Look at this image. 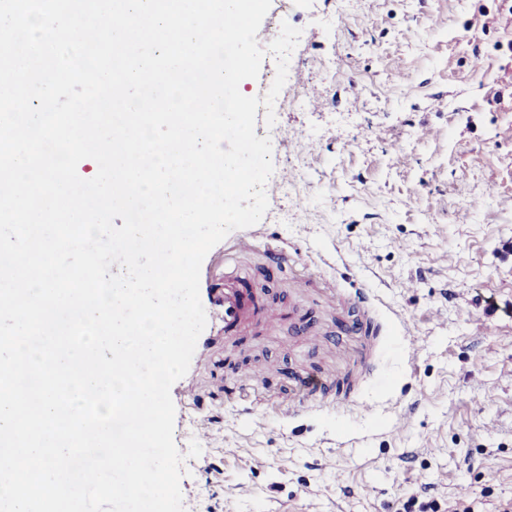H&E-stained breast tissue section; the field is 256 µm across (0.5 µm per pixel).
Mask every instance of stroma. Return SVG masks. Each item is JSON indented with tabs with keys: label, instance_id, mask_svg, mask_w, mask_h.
Here are the masks:
<instances>
[{
	"label": "stroma",
	"instance_id": "1",
	"mask_svg": "<svg viewBox=\"0 0 512 512\" xmlns=\"http://www.w3.org/2000/svg\"><path fill=\"white\" fill-rule=\"evenodd\" d=\"M284 22L302 31L289 62L298 97L275 123L257 113L256 128L296 176L269 195L270 220L232 231L250 251L224 266L219 244L202 263L201 283L230 276L254 299L171 389L184 512H221L228 492L236 512H400L426 485L439 504L497 512L512 502V58L497 49L512 16L497 0H288L263 20ZM361 287L421 337L415 362L388 326L375 371L360 375L361 339L340 324L358 316ZM269 305L282 312L274 326ZM304 324L324 348L303 343ZM246 366L265 375L247 411L224 401ZM289 372L359 376L356 402L284 420Z\"/></svg>",
	"mask_w": 512,
	"mask_h": 512
}]
</instances>
